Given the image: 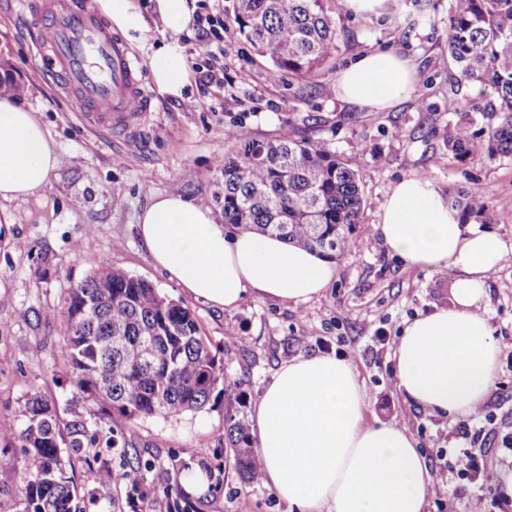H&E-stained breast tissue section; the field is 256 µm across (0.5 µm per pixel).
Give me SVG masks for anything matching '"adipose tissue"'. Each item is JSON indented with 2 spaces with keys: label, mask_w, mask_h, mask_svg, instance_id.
I'll return each instance as SVG.
<instances>
[{
  "label": "adipose tissue",
  "mask_w": 512,
  "mask_h": 512,
  "mask_svg": "<svg viewBox=\"0 0 512 512\" xmlns=\"http://www.w3.org/2000/svg\"><path fill=\"white\" fill-rule=\"evenodd\" d=\"M113 26L152 48L158 92L184 95L187 59L174 40L194 24L196 0H151L161 28L137 0H99ZM418 73L393 51H369L339 72L337 95L369 112L411 97ZM58 165L56 145L35 113L0 98V201L41 190ZM376 230L406 265L454 275L452 299L409 323L393 351L395 387L405 402L439 417L471 415L497 377L499 346L486 314L487 282L506 253L491 232L462 223L430 180L411 175L388 194ZM138 235L155 266L180 291L222 310L254 295L298 305L335 280L322 253L252 232L228 235L210 208L175 193L143 210ZM367 394L335 352L297 356L267 382L252 413L263 482L293 512H424L427 460L404 425L366 419Z\"/></svg>",
  "instance_id": "1"
}]
</instances>
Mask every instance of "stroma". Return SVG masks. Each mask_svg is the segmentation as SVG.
Listing matches in <instances>:
<instances>
[{"label": "stroma", "mask_w": 512, "mask_h": 512, "mask_svg": "<svg viewBox=\"0 0 512 512\" xmlns=\"http://www.w3.org/2000/svg\"><path fill=\"white\" fill-rule=\"evenodd\" d=\"M218 4L224 17V69L212 82L200 72L212 65L205 47L212 34L192 28L177 39L192 72L184 98L155 92L149 49L134 47L152 100L147 122L127 136L92 130L78 117L76 98L45 81L30 33L0 0V60L22 86L19 105L36 113L57 145L59 164L45 188L25 200L1 201L0 213V446L17 431L19 410L32 393L55 401L61 423L71 408L86 407L76 378L61 354L55 331L67 309L70 289L102 267L143 278L165 296L183 295L155 268L140 243V212L162 193H180L211 208L224 220L220 167L232 134L246 128L263 139L293 129L328 143L360 168L364 205L351 250L337 259L335 281L318 297L299 304L246 297L232 311L190 301L201 334L224 368L200 410L177 417L124 423L127 449H108L105 429L71 454L69 475L79 512H172L163 490L181 484L196 468L207 473L205 490L191 496L192 512H290L263 484L244 483L224 444V417H249L273 373L288 360L341 350L355 368L369 402L368 416L405 424L426 455L429 470L443 473L457 495L429 497L425 512H466L469 499L500 493L512 478V456L488 441L484 456L497 479L493 487L462 483L445 471L448 451L464 447L457 420L431 415L403 403L396 390L392 354L407 321L451 299L453 276L405 266L374 229L392 186L421 175L442 194L467 190L483 197L480 229L497 234L508 247L488 281L485 308L500 345L497 379L484 406L494 431H512V157L459 162L443 137L460 104L479 100L477 87L448 81V0H399L395 13L358 16L336 11L335 57L312 81L293 76L272 79L271 65L229 23L233 0ZM395 49L415 64L416 92L396 107L365 112L341 101L338 72L364 51ZM239 382L244 399L230 391ZM147 462L145 491L132 502L129 487L102 491L97 472L126 465L129 456Z\"/></svg>", "instance_id": "stroma-1"}]
</instances>
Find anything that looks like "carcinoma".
<instances>
[{
    "instance_id": "carcinoma-1",
    "label": "carcinoma",
    "mask_w": 512,
    "mask_h": 512,
    "mask_svg": "<svg viewBox=\"0 0 512 512\" xmlns=\"http://www.w3.org/2000/svg\"><path fill=\"white\" fill-rule=\"evenodd\" d=\"M325 0H234L230 20L271 65V74L300 79L315 74L337 51L336 22ZM448 56L455 79L488 94L477 125L467 109L445 144L460 161L512 156V0H448ZM221 168L224 224L340 258L349 251L363 194L359 168L328 144L285 130L259 140L241 130ZM464 217L485 211L475 193L458 192ZM88 313L75 319L79 304ZM61 349L90 401L61 433L50 401L33 393L21 407L15 436L27 455L18 492L23 512H74V490L60 445L78 452L88 422L107 426L109 448L121 444L116 418L176 416L203 407L224 369L201 336L192 310L147 280L112 273L106 295L96 276L71 289L67 314L56 325ZM225 437L242 479L256 482L250 426L232 414ZM140 458L129 462L125 483L141 489Z\"/></svg>"
}]
</instances>
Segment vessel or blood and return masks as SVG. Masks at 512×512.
I'll return each mask as SVG.
<instances>
[{
    "label": "vessel or blood",
    "mask_w": 512,
    "mask_h": 512,
    "mask_svg": "<svg viewBox=\"0 0 512 512\" xmlns=\"http://www.w3.org/2000/svg\"><path fill=\"white\" fill-rule=\"evenodd\" d=\"M23 18H35L34 44L50 78L77 97L92 127L127 130L151 110L137 57L91 0H18Z\"/></svg>",
    "instance_id": "vessel-or-blood-1"
}]
</instances>
